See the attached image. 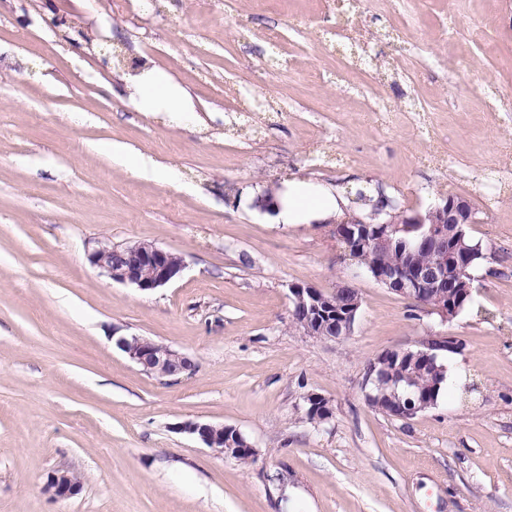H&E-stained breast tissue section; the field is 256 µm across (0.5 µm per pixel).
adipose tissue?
<instances>
[{
	"instance_id": "1",
	"label": "adipose tissue",
	"mask_w": 512,
	"mask_h": 512,
	"mask_svg": "<svg viewBox=\"0 0 512 512\" xmlns=\"http://www.w3.org/2000/svg\"><path fill=\"white\" fill-rule=\"evenodd\" d=\"M123 82V92L134 111L166 114L170 123L183 128L198 124L191 94L166 71L147 65L139 73L125 75ZM268 214L277 224L340 221L347 216V202L328 186L295 179L274 195Z\"/></svg>"
}]
</instances>
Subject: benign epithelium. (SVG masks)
Listing matches in <instances>:
<instances>
[{
	"mask_svg": "<svg viewBox=\"0 0 512 512\" xmlns=\"http://www.w3.org/2000/svg\"><path fill=\"white\" fill-rule=\"evenodd\" d=\"M407 222L425 226L423 241L442 249L441 258L434 265L418 267L403 256L392 267L373 271V276L402 297L450 321L452 315L448 313V296L441 293L436 295L434 290L446 287L450 277L459 275L457 255L444 250V245L450 236L461 238L465 227L474 223L473 210L469 202L461 197L442 195L426 211L410 214ZM448 225L453 230H446ZM340 237H347L379 252L393 249L387 223L372 225L363 217H357L351 224L343 226ZM88 261L112 281L141 291L154 290L171 283L186 268L182 255L145 241L133 243L122 251L116 245H102L88 254ZM290 293L293 311L303 314L304 332L330 339H343L353 332L360 299L355 298L338 309L324 291L314 286L293 285ZM116 345L142 372L153 377H183L196 369L195 362L186 354L143 336H120L116 339ZM409 354L408 349H388L368 363L364 389L369 406L376 410L383 406V399L377 394V390L383 387V376L378 365L387 358L401 362ZM178 430L220 455L231 456L243 448L257 455L256 449L244 440L243 434L231 426L187 421L179 425ZM80 490L81 485L62 470L49 473L44 484V491L55 499L73 497Z\"/></svg>",
	"mask_w": 512,
	"mask_h": 512,
	"instance_id": "benign-epithelium-1",
	"label": "benign epithelium"
}]
</instances>
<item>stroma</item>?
<instances>
[{"label":"stroma","instance_id":"stroma-1","mask_svg":"<svg viewBox=\"0 0 512 512\" xmlns=\"http://www.w3.org/2000/svg\"><path fill=\"white\" fill-rule=\"evenodd\" d=\"M187 88L180 128L115 95L143 63ZM512 0H0V512H512ZM386 110L376 121L370 104ZM430 122L438 141L421 137ZM155 161L133 176L110 143ZM308 176L352 210L438 195L486 250L453 320L358 273L330 224L271 223L248 193ZM148 241L182 275L141 291L87 254ZM348 282L351 336H312L289 288ZM190 356L175 381L115 345ZM452 336L447 387L411 419L370 407V360ZM333 417L305 418L308 394ZM241 431L242 465L175 429ZM80 492L55 499L48 473Z\"/></svg>","mask_w":512,"mask_h":512}]
</instances>
